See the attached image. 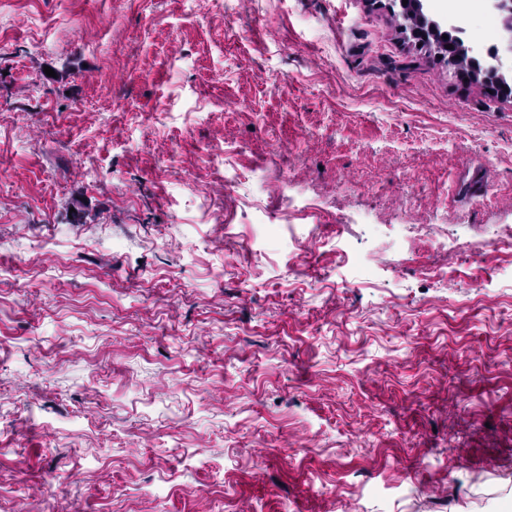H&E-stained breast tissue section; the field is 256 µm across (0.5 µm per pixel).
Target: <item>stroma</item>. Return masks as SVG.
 <instances>
[{"instance_id": "stroma-1", "label": "stroma", "mask_w": 512, "mask_h": 512, "mask_svg": "<svg viewBox=\"0 0 512 512\" xmlns=\"http://www.w3.org/2000/svg\"><path fill=\"white\" fill-rule=\"evenodd\" d=\"M511 226L398 0H0V512H512Z\"/></svg>"}]
</instances>
